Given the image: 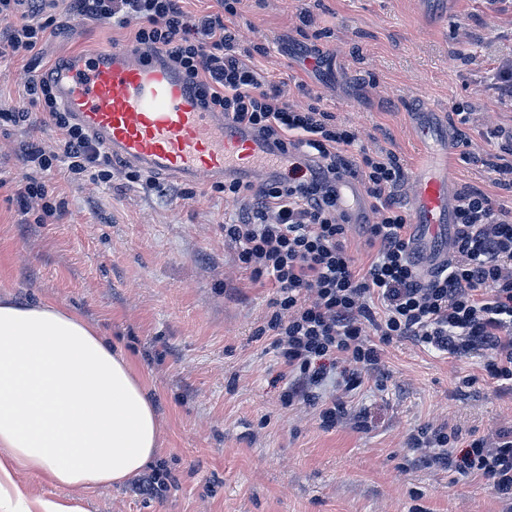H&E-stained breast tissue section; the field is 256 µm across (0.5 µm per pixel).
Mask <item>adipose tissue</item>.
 Returning a JSON list of instances; mask_svg holds the SVG:
<instances>
[{
  "mask_svg": "<svg viewBox=\"0 0 512 512\" xmlns=\"http://www.w3.org/2000/svg\"><path fill=\"white\" fill-rule=\"evenodd\" d=\"M160 439L146 383L100 329L57 303L0 299V512H81L30 499L16 475L85 491L119 485Z\"/></svg>",
  "mask_w": 512,
  "mask_h": 512,
  "instance_id": "1",
  "label": "adipose tissue"
}]
</instances>
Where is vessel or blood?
I'll list each match as a JSON object with an SVG mask.
<instances>
[{
    "instance_id": "vessel-or-blood-1",
    "label": "vessel or blood",
    "mask_w": 512,
    "mask_h": 512,
    "mask_svg": "<svg viewBox=\"0 0 512 512\" xmlns=\"http://www.w3.org/2000/svg\"><path fill=\"white\" fill-rule=\"evenodd\" d=\"M59 105L112 160L185 183L266 180L276 164L269 147L220 112L204 110L171 68L129 48L88 50L47 73ZM413 134L428 162L403 189L410 208L409 249L422 277L445 267L453 253L454 140H439L428 113L413 115ZM348 223L370 217L362 185L339 186Z\"/></svg>"
}]
</instances>
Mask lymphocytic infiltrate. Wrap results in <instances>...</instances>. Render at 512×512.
Returning a JSON list of instances; mask_svg holds the SVG:
<instances>
[{
  "label": "lymphocytic infiltrate",
  "mask_w": 512,
  "mask_h": 512,
  "mask_svg": "<svg viewBox=\"0 0 512 512\" xmlns=\"http://www.w3.org/2000/svg\"><path fill=\"white\" fill-rule=\"evenodd\" d=\"M81 19L110 20L129 29V45L168 62L197 93L201 106L221 112L282 155L284 164L265 182L218 184L241 202L224 236L251 282L272 286L270 316L260 327L272 336L288 369L286 406L317 407L324 427L354 418L368 428L369 413L352 411L349 395L365 380L384 379L385 349L407 340L454 358H482V377L512 396V207L476 188L455 198L454 248L448 265L428 279L414 270L409 252L410 214L398 198L407 171L380 143L365 145L349 116L329 111L305 83L283 90L259 65L264 45L245 48L234 23L247 0H216L217 10L193 15L183 0H68ZM59 0H0V59L33 60L57 32ZM26 93L60 138L55 150L23 144V161L40 171L65 170L72 180L107 185L112 161L57 103L48 82L30 72ZM481 124L496 152L481 161L494 185L512 191V133ZM363 183L372 213L361 236L369 255L357 268L337 185ZM335 357L343 368L329 378L318 366ZM455 428L424 426L408 438L418 466L482 478L498 512H512V429L476 435L457 455Z\"/></svg>",
  "instance_id": "f902f5d3"
}]
</instances>
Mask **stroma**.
Segmentation results:
<instances>
[{"mask_svg":"<svg viewBox=\"0 0 512 512\" xmlns=\"http://www.w3.org/2000/svg\"><path fill=\"white\" fill-rule=\"evenodd\" d=\"M310 0H265L235 19L243 44L268 43L261 64L276 80L305 82L334 112L354 118L364 137L390 142L406 168L423 150L409 126L413 112L448 113L451 137L467 135L489 153L477 128L461 127L457 102L495 121L512 122L481 76L512 54V0H322L316 25L331 30L329 60L303 63L296 16ZM61 34L43 48L40 69L63 55L125 46L128 32L109 21L56 12ZM28 73L0 62V106L29 108ZM55 128L0 134V296L66 305L96 325L148 384L162 427L157 457L172 481L152 498L131 483L90 492L67 491L22 474L30 496L78 501L83 512H496L480 479L422 469L406 449L409 432L449 424L462 435L512 427V398L477 383L474 359L444 357L409 342L387 349L385 390L366 383L353 393L367 408L369 430L351 423L322 428L316 411L285 409L286 370L268 336L257 335L272 288L251 286L224 240L239 202L210 184L167 177L132 183L112 165V183H70L26 167L21 148L52 150ZM45 181L66 213L25 223L16 189Z\"/></svg>","mask_w":512,"mask_h":512,"instance_id":"obj_1","label":"stroma"}]
</instances>
